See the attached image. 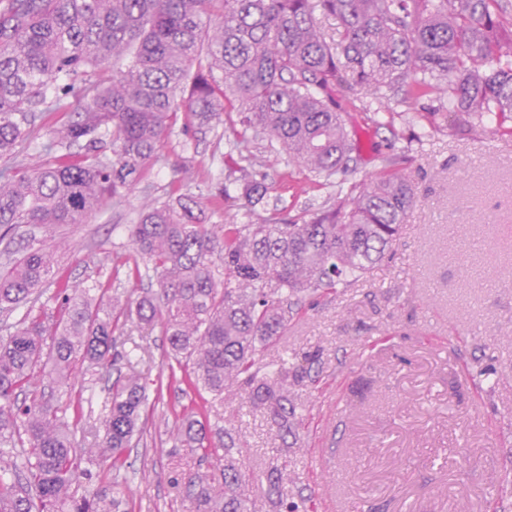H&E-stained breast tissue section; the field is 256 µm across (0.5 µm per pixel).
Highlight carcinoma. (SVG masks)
<instances>
[{
    "label": "carcinoma",
    "instance_id": "1",
    "mask_svg": "<svg viewBox=\"0 0 512 512\" xmlns=\"http://www.w3.org/2000/svg\"><path fill=\"white\" fill-rule=\"evenodd\" d=\"M336 19V41L320 18ZM112 66V83L93 80ZM78 91L87 102L49 130L44 163L0 173V313L23 314L0 338V512H129L123 482L112 494L75 495L81 469L72 420L46 398L44 377L64 384L79 369L110 366L118 323L161 321L170 377L204 403L224 402L234 384L249 389L288 450L303 421L288 386L307 371L298 353L264 361L288 322L349 288L391 252L417 203L414 182L391 158L366 180L354 178V142L336 96L365 100L373 117L397 94L437 103L434 118L472 131L512 113V3L509 0H0V156L40 137L35 113L66 109ZM183 113V131L224 123V142L278 146L284 167L336 179V196L295 220L257 224L198 223L191 199L145 203L128 225L136 278L151 271L157 295L115 293L56 279V249L32 242L12 249L21 224H84L118 204L158 158ZM112 155L104 154L106 145ZM216 184L212 198L229 207V187L251 210L264 203L267 174L252 152ZM224 264L219 279L216 262ZM54 284L53 293L46 285ZM58 319L46 323V301ZM138 382L112 383L101 447L112 469L155 406ZM181 442L203 460H224L211 475L184 481L193 512H248L244 476L232 456L233 429L187 418ZM286 465L265 472L266 498L284 506ZM224 484V493L214 491Z\"/></svg>",
    "mask_w": 512,
    "mask_h": 512
}]
</instances>
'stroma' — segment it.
<instances>
[{"label": "stroma", "instance_id": "35a3bbf8", "mask_svg": "<svg viewBox=\"0 0 512 512\" xmlns=\"http://www.w3.org/2000/svg\"><path fill=\"white\" fill-rule=\"evenodd\" d=\"M356 133V176H374L386 157L413 176L418 202L402 224L393 254L370 275L307 310L288 325L282 347L315 355L309 377L291 392L302 406L299 439L288 451L289 500L304 512H512V137L495 125L471 132L439 125L416 141L422 106L392 99L382 125L362 102L341 101ZM222 126L175 130L144 181L120 205L87 223L27 225L23 236L65 239L58 273L70 284L140 293L142 282L115 278L113 260L132 250L128 224L143 203H164L171 183L200 204V221L220 224L208 194L224 154ZM267 167V210L296 216L324 204L334 190L297 172L303 193L281 186ZM118 360L125 377L162 386L157 408L143 415V436L126 474L130 512H190L187 474L209 471L198 452L175 447L169 429L195 396L169 377L161 324L124 326ZM83 433L76 436L93 497L112 483L111 462L94 436L109 399L105 373H80ZM219 413L234 418L243 442L235 457L248 479L250 512H268L260 475L281 445L247 391L224 394Z\"/></svg>", "mask_w": 512, "mask_h": 512}]
</instances>
